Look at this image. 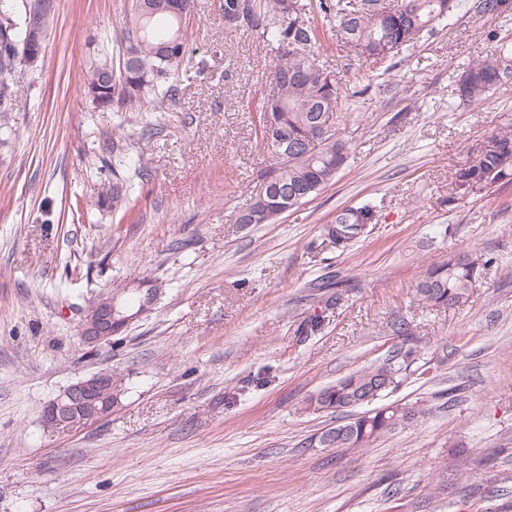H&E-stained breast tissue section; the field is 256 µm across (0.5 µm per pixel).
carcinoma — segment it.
Returning a JSON list of instances; mask_svg holds the SVG:
<instances>
[{"label": "carcinoma", "mask_w": 512, "mask_h": 512, "mask_svg": "<svg viewBox=\"0 0 512 512\" xmlns=\"http://www.w3.org/2000/svg\"><path fill=\"white\" fill-rule=\"evenodd\" d=\"M462 0H224V26L261 31L269 42L284 47L274 67L276 91L260 105L258 128L264 148L275 166L261 174L262 187L250 205L239 211L237 224H273L279 207L290 209L307 201L336 178L345 165L349 147L332 130L331 118L349 91L337 76L319 64L314 48L320 41L317 25L307 12L336 19L337 40L354 56L371 64H381L402 49L415 46L434 35L436 25L451 18ZM24 15L0 13V112L9 111L13 92L9 83L15 65L23 61L21 41L27 35L46 40L47 22L53 12L52 0H22ZM470 9L483 15H498L512 9V0H475ZM190 0H132L122 29V53L112 83L104 81L107 60H96L86 70L84 94L95 108L121 112L132 106H146L148 112H173L179 100V70L184 63L189 37L187 17ZM486 41L492 50L468 66L457 83V95L478 103L502 84L512 80V39L490 30ZM297 146L292 160L281 164L278 143ZM112 166V189L100 195L99 203L112 209L130 206L131 184L121 176L125 167L143 181L151 177L148 168L135 161ZM512 176V133L495 137L491 148L481 152L457 178L465 189L479 193ZM374 219L368 205L347 209L336 215L326 228L327 238L338 247H347L365 233ZM489 261L462 254L427 268L416 285L424 303L439 308L463 306L474 283ZM399 360L352 373L309 396L305 409L314 412L346 411L367 389L378 390L383 398L400 384L406 366L415 360L413 349L397 353ZM425 414L418 404L387 405L361 412L343 424L346 431L331 427L320 436H330V448H368L378 439Z\"/></svg>", "instance_id": "obj_1"}]
</instances>
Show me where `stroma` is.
I'll use <instances>...</instances> for the list:
<instances>
[{"mask_svg":"<svg viewBox=\"0 0 512 512\" xmlns=\"http://www.w3.org/2000/svg\"><path fill=\"white\" fill-rule=\"evenodd\" d=\"M194 0L179 104L140 142L143 112L96 109L89 59H118L131 0H54L45 50L16 64L0 112V512H512V180L474 194L456 174L512 132V81L482 105L455 92L512 12H460L343 101L352 147L336 179L276 223L234 222L270 166L255 107L277 44ZM319 62L353 84L365 63L315 14ZM206 63L198 72V63ZM144 158L135 206L99 207L113 141ZM83 199L74 212V199ZM374 208L347 248L324 227ZM489 264L464 306L416 284L462 253ZM160 279L153 309L112 342L79 338L100 296ZM318 321L311 336L303 325ZM415 348L384 404L427 413L368 448L310 446L339 412L310 394ZM100 371L124 378L112 415L53 429L42 409ZM447 468L458 476L439 482Z\"/></svg>","mask_w":512,"mask_h":512,"instance_id":"stroma-1","label":"stroma"}]
</instances>
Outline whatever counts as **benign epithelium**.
<instances>
[{
    "instance_id": "benign-epithelium-1",
    "label": "benign epithelium",
    "mask_w": 512,
    "mask_h": 512,
    "mask_svg": "<svg viewBox=\"0 0 512 512\" xmlns=\"http://www.w3.org/2000/svg\"><path fill=\"white\" fill-rule=\"evenodd\" d=\"M161 290L146 289L139 309L130 312L120 311L119 298L109 299L94 307L90 314L80 321L82 342L91 348L124 331L131 322L146 313L155 304ZM112 390V377L106 372L81 379L65 388L50 400L42 410L46 426L53 428L81 421L91 423L112 414V402L104 399V394Z\"/></svg>"
}]
</instances>
